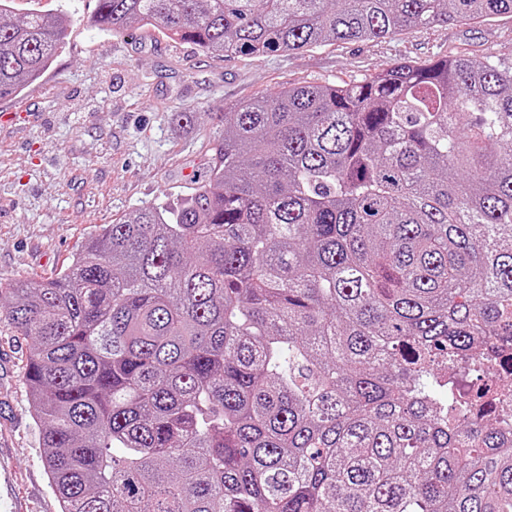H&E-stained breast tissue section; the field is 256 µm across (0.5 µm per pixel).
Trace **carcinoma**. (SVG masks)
<instances>
[{"mask_svg":"<svg viewBox=\"0 0 512 512\" xmlns=\"http://www.w3.org/2000/svg\"><path fill=\"white\" fill-rule=\"evenodd\" d=\"M0 98L71 24L6 22ZM512 0H96L265 56ZM60 512H512V66L407 61L224 113L205 175L0 287Z\"/></svg>","mask_w":512,"mask_h":512,"instance_id":"carcinoma-1","label":"carcinoma"}]
</instances>
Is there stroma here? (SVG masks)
<instances>
[{"label":"stroma","mask_w":512,"mask_h":512,"mask_svg":"<svg viewBox=\"0 0 512 512\" xmlns=\"http://www.w3.org/2000/svg\"><path fill=\"white\" fill-rule=\"evenodd\" d=\"M71 14L41 80L0 99V283L54 276L98 225L177 198L203 173L220 118L287 85L349 82L404 61L466 56L512 63V17L411 27L382 41L328 43L263 57L206 56L151 29H88L94 0H15ZM192 107L183 131L173 113ZM28 345L0 320V464L26 512H58L27 409Z\"/></svg>","instance_id":"obj_1"}]
</instances>
